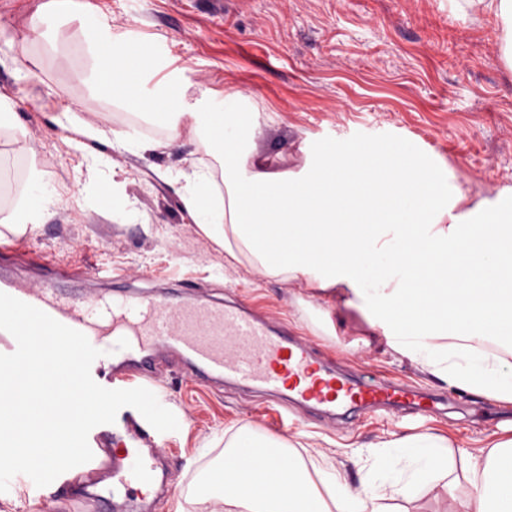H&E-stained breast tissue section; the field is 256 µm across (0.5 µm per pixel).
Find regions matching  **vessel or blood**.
Masks as SVG:
<instances>
[{
    "mask_svg": "<svg viewBox=\"0 0 512 512\" xmlns=\"http://www.w3.org/2000/svg\"><path fill=\"white\" fill-rule=\"evenodd\" d=\"M0 292L82 332L100 351L91 375L107 389H148L176 369L192 382L239 385L321 418L382 409L427 416L437 410V397L421 388L337 370L310 337L293 335L286 323L235 301H176L143 290L74 293L33 285L1 264ZM88 443L92 460L62 473L56 496L95 512H128L131 491L155 489L163 454L144 429L96 427Z\"/></svg>",
    "mask_w": 512,
    "mask_h": 512,
    "instance_id": "b4317fda",
    "label": "vessel or blood"
}]
</instances>
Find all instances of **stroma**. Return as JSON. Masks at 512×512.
Returning <instances> with one entry per match:
<instances>
[{"label": "stroma", "mask_w": 512, "mask_h": 512, "mask_svg": "<svg viewBox=\"0 0 512 512\" xmlns=\"http://www.w3.org/2000/svg\"><path fill=\"white\" fill-rule=\"evenodd\" d=\"M46 0H0V97L15 102L24 138L0 136V166L22 149L56 189L57 200L35 230L21 231L0 214V245L40 253L51 264L106 263L110 288H178L194 282L196 293L254 304L272 317H288L297 332L335 351L341 367L363 368L414 382L435 394L432 381L407 359L383 350L355 314L313 318L327 301L297 283L258 274L232 260L183 209L177 185L156 176L196 158L213 169L212 155L189 138L141 159L112 146L111 135L127 119L88 91L69 58H46L34 75L19 69L35 37L32 22ZM83 12L110 28L160 40L168 70L180 74L189 101L246 92L261 132L264 155L281 156V169L299 172L302 147L323 131L336 139L401 137L446 163L472 202L512 191V70L502 56V24L483 5L466 0H81ZM69 89L66 104L76 124L105 135L76 149L74 131L53 122L54 101L37 100L47 87ZM106 157L110 188L136 211L118 222L108 208L84 210L76 192L97 177L85 155ZM258 394L203 385L169 376L162 405L180 422L159 433L171 449V487L158 512H171L182 487L224 450L226 434L246 423L274 426L278 415L259 409ZM512 405L457 395L439 414L417 424L383 415L333 425L313 418L288 432L300 445L310 475L325 460L344 463L345 451L370 446L390 434L424 430L448 437L455 450H471L501 423Z\"/></svg>", "instance_id": "stroma-1"}]
</instances>
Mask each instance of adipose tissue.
I'll use <instances>...</instances> for the list:
<instances>
[{"label": "adipose tissue", "instance_id": "ef3b65f1", "mask_svg": "<svg viewBox=\"0 0 512 512\" xmlns=\"http://www.w3.org/2000/svg\"><path fill=\"white\" fill-rule=\"evenodd\" d=\"M71 8L51 0L38 16L28 63L40 67L48 49L92 68L104 95L136 116L116 149L142 157L187 130L217 154L223 191L193 162L169 175L216 246L356 311L387 348L434 380L512 404L511 193L489 209L470 204L447 165L404 139L307 148L300 172L277 170L251 149L260 125L238 93L191 105L183 81L162 73L139 40L117 38L98 19L66 31ZM7 178L0 213L27 229L55 190L28 152L14 157ZM224 447L223 478L204 472L186 492L224 512H390V503L431 491L443 512H512V437L495 432L458 453L429 432L349 449L353 481L332 465L311 478L291 441L249 423ZM455 471L466 493L448 484Z\"/></svg>", "mask_w": 512, "mask_h": 512}]
</instances>
